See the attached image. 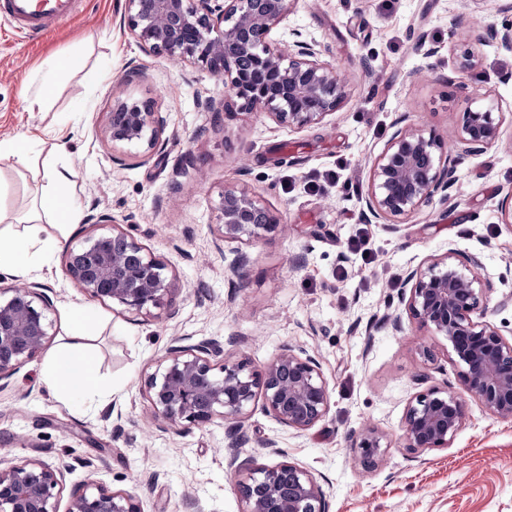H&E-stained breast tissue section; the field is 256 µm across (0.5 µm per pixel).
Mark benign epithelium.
I'll return each instance as SVG.
<instances>
[{"label": "benign epithelium", "mask_w": 512, "mask_h": 512, "mask_svg": "<svg viewBox=\"0 0 512 512\" xmlns=\"http://www.w3.org/2000/svg\"><path fill=\"white\" fill-rule=\"evenodd\" d=\"M290 11V0H125L121 22L145 51L164 53L208 68L224 80L239 109L260 111L274 122L302 129L323 122L346 98L333 68L320 60L315 45L297 30L288 32V49L273 46L271 32ZM497 49L512 55V23L494 31ZM165 120L149 101L116 98L105 133L114 146L156 150L164 145ZM470 152L492 147L501 138V119L491 108L467 107L459 129ZM455 182L454 167L440 139L410 127L397 133L370 170L365 200L376 219L409 216ZM222 241L236 242L271 232L277 219L256 196L224 188ZM65 270L90 297L127 310L153 315L172 290L166 266L124 231L86 239L68 247ZM410 314L446 341L447 354L460 367L464 387L495 418L512 421V340L484 320L483 284L468 266L445 256L405 277ZM48 299L30 287H0V382L9 379L47 344L51 322ZM154 419L178 427L216 418L237 423L256 400L281 425L311 429L326 414L330 394L318 360L291 348L257 369L224 355V343L210 338L173 346L147 380ZM465 421L462 403L445 389L431 387L409 403L404 420L405 448H446ZM367 467L384 458V436L367 430L355 439ZM241 512H328L326 495L307 470L287 461L274 465L240 459ZM67 468L42 460L0 462V512H57ZM67 512H142L124 490L94 483L70 492Z\"/></svg>", "instance_id": "benign-epithelium-1"}]
</instances>
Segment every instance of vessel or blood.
I'll return each mask as SVG.
<instances>
[{"mask_svg": "<svg viewBox=\"0 0 512 512\" xmlns=\"http://www.w3.org/2000/svg\"><path fill=\"white\" fill-rule=\"evenodd\" d=\"M81 0H0V16L24 38L36 40L76 14Z\"/></svg>", "mask_w": 512, "mask_h": 512, "instance_id": "vessel-or-blood-1", "label": "vessel or blood"}]
</instances>
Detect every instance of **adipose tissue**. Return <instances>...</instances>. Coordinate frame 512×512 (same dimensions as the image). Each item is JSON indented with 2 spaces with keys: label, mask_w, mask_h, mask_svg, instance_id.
I'll return each instance as SVG.
<instances>
[{
  "label": "adipose tissue",
  "mask_w": 512,
  "mask_h": 512,
  "mask_svg": "<svg viewBox=\"0 0 512 512\" xmlns=\"http://www.w3.org/2000/svg\"><path fill=\"white\" fill-rule=\"evenodd\" d=\"M74 175L70 167L52 171L49 185L39 201V208L45 215L65 223H77L79 207L69 191ZM52 248L51 241L40 238L38 225L29 224L22 238L0 243V266L31 273L37 269L42 254ZM45 377L53 391L76 406L89 392L100 387L93 353L76 340L48 353Z\"/></svg>",
  "instance_id": "1"
}]
</instances>
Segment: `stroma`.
I'll use <instances>...</instances> for the list:
<instances>
[{
    "mask_svg": "<svg viewBox=\"0 0 512 512\" xmlns=\"http://www.w3.org/2000/svg\"><path fill=\"white\" fill-rule=\"evenodd\" d=\"M124 0H86L71 22L42 39L0 25V141H30L23 157L0 159V234L22 232L51 168L76 175L71 194L109 223L62 225L41 216V236L57 246L39 271L0 267V286L39 284L48 297L50 346L82 334L93 351L100 393L81 408L48 388L36 356L0 388V459L66 463L67 486L101 482L137 497L142 512H241L229 446L273 465L285 460L322 486L329 512H512V422L491 416L462 385L446 343L413 319L402 300L406 274L449 255L478 258L485 319L512 336V226L500 206L512 193V55L498 51L495 28L511 12L467 0H293L287 27L315 42L346 80L332 115L302 129L261 112H241L204 66L142 51L120 27ZM438 53L425 57L422 44ZM477 64H462L463 51ZM83 65L60 72L52 97L28 111L24 90L58 58ZM142 79L123 83L129 63ZM502 114V142L469 152L458 141L467 92ZM151 100L167 120L163 150L113 146L103 128L113 94ZM223 102L218 112L198 97ZM439 137L456 169L447 201H433L386 224L368 212L371 164L400 129ZM335 173L325 191L311 181ZM258 195L280 226L247 242H222L225 187ZM119 229L166 267L173 283L156 317L91 299L65 273L68 244ZM364 235L370 260L348 243ZM241 276L226 268L236 253ZM83 307L87 329L71 317ZM400 316L395 332L390 317ZM218 337L234 360L260 368L284 348L316 358L330 406L313 428L282 427L255 404L243 423L214 421L189 430L153 422L144 395L170 347ZM429 346L433 361L420 349ZM431 387L448 390L466 418L447 447L409 451L402 427L409 403ZM366 429L389 448L364 467L351 446ZM276 439L280 454L263 448Z\"/></svg>",
    "mask_w": 512,
    "mask_h": 512,
    "instance_id": "1",
    "label": "stroma"
}]
</instances>
